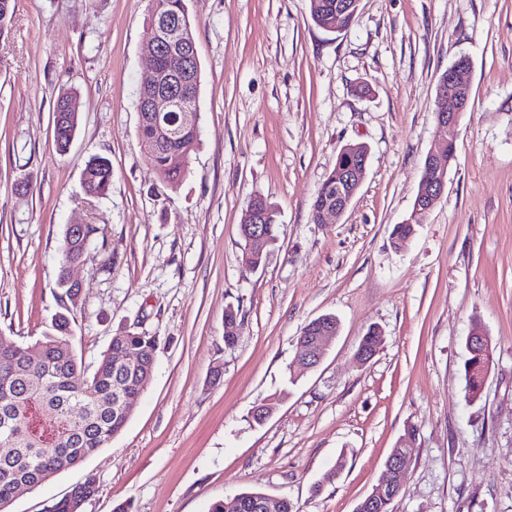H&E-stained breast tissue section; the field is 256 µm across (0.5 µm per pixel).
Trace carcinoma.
I'll list each match as a JSON object with an SVG mask.
<instances>
[{
    "label": "carcinoma",
    "instance_id": "1",
    "mask_svg": "<svg viewBox=\"0 0 512 512\" xmlns=\"http://www.w3.org/2000/svg\"><path fill=\"white\" fill-rule=\"evenodd\" d=\"M341 0H309L310 15L321 28L348 27L354 11L341 13ZM15 0H0V41L9 39ZM146 34L161 47L160 68L169 79L182 70L186 55L197 52L186 0H152ZM200 67H194L188 84L176 87L181 97L199 101ZM54 138L58 149L66 151L79 125L76 93L62 91L53 108ZM138 137L142 145L155 146L153 165L159 179L177 188L189 173L191 153L200 141L199 127L184 124L176 111L139 113ZM368 156L364 145L344 148L338 155L339 167L361 168ZM85 194L100 198L112 185V163L105 157L90 158L82 172ZM336 172H330L319 188L312 206L311 220L319 223L320 212L334 202ZM267 239L276 240L277 210L258 196ZM408 224L394 225L390 239L401 249L412 234ZM98 227L86 224L81 235L65 232L61 244L58 286L65 294L77 292L68 283L66 268L87 260L89 243ZM40 355L33 361L28 349L0 336V512H10L16 486L29 482L37 487L56 474L82 463L108 447L125 428L129 415L119 409L120 399L139 400L153 380L158 338L145 332H116L93 372L83 366L74 351L68 322L59 317L38 343ZM490 356L469 352L464 363L469 395L480 394ZM96 492V480L89 476L71 492L48 506L46 512H82ZM262 493L241 492L231 499L215 502L210 512H258L253 502Z\"/></svg>",
    "mask_w": 512,
    "mask_h": 512
}]
</instances>
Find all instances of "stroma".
Wrapping results in <instances>:
<instances>
[{"label":"stroma","mask_w":512,"mask_h":512,"mask_svg":"<svg viewBox=\"0 0 512 512\" xmlns=\"http://www.w3.org/2000/svg\"><path fill=\"white\" fill-rule=\"evenodd\" d=\"M200 61V143L178 189L159 180L137 135L149 65L150 0H16L0 43V336L26 347L56 314L94 369L115 332L161 345L153 381L109 447L19 495L46 512L86 476L82 512H208L257 491L295 512H355L407 427L416 446L392 512H512V0H360L339 33L308 0H188ZM471 62V97L436 206L414 213L435 135L440 78ZM77 94L79 126L56 150L52 112ZM369 151L347 211L311 204L339 152ZM112 161L87 197L82 170ZM278 212L264 263L245 270L248 202ZM417 231L394 251V225ZM70 224L99 233L57 286ZM240 309L224 346V310ZM336 315L320 364L296 365L310 321ZM375 356L356 352L370 327ZM481 327L492 363L469 398L466 339ZM269 404L263 423L255 408ZM347 463L324 476L338 456ZM85 194L100 198L107 194L112 185V163L105 157L90 158L82 172Z\"/></svg>","instance_id":"stroma-1"}]
</instances>
